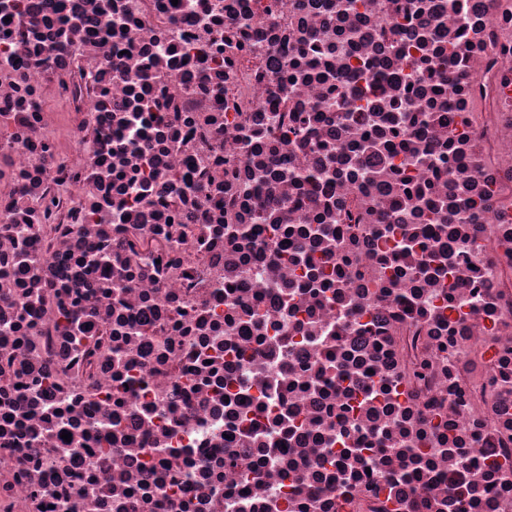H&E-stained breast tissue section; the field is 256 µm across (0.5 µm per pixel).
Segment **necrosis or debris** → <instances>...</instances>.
I'll list each match as a JSON object with an SVG mask.
<instances>
[{
  "instance_id": "1",
  "label": "necrosis or debris",
  "mask_w": 512,
  "mask_h": 512,
  "mask_svg": "<svg viewBox=\"0 0 512 512\" xmlns=\"http://www.w3.org/2000/svg\"><path fill=\"white\" fill-rule=\"evenodd\" d=\"M0 512H512V0H0Z\"/></svg>"
}]
</instances>
